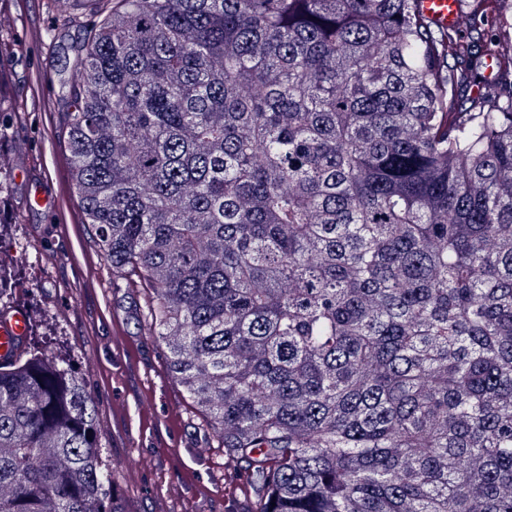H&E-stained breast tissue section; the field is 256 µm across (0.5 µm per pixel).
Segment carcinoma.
<instances>
[{"mask_svg":"<svg viewBox=\"0 0 512 512\" xmlns=\"http://www.w3.org/2000/svg\"><path fill=\"white\" fill-rule=\"evenodd\" d=\"M95 2L81 223L250 512H512V23ZM96 412L66 361H0V512H110Z\"/></svg>","mask_w":512,"mask_h":512,"instance_id":"1","label":"carcinoma"}]
</instances>
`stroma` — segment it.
<instances>
[{"label": "stroma", "instance_id": "obj_1", "mask_svg": "<svg viewBox=\"0 0 512 512\" xmlns=\"http://www.w3.org/2000/svg\"><path fill=\"white\" fill-rule=\"evenodd\" d=\"M6 12L0 111L23 104L29 114L0 133V157L15 166L0 181V264L10 271L0 312L25 308L27 344L66 359L83 377L98 405L115 512H248L241 475L184 397L161 346L141 331L138 293L113 278L92 230L77 221L60 133L63 80L97 16L63 24L51 0H18ZM33 185L58 200L59 211L30 205Z\"/></svg>", "mask_w": 512, "mask_h": 512}]
</instances>
